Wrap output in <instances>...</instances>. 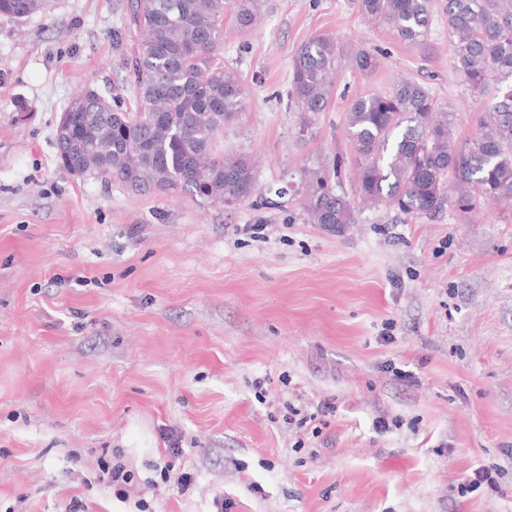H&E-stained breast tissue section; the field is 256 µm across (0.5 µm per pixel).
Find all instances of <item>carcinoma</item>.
<instances>
[{
    "instance_id": "obj_1",
    "label": "carcinoma",
    "mask_w": 512,
    "mask_h": 512,
    "mask_svg": "<svg viewBox=\"0 0 512 512\" xmlns=\"http://www.w3.org/2000/svg\"><path fill=\"white\" fill-rule=\"evenodd\" d=\"M45 0H0V15L24 19ZM262 0H134L136 39L125 58L126 84L136 111L88 87L66 111L55 144L70 174L110 175L139 193L159 191L201 198L234 209L257 191L251 158L210 157L217 133L246 108V88L214 53L224 40V10L248 30ZM369 21H382L404 41L423 43L439 11L448 22L454 68L471 90L494 86L487 114L471 135L450 138L453 109L424 82L401 78L384 91L367 90L347 113L357 154L355 196L336 190L340 171L307 168L303 209L313 224H354L356 204L385 205L404 218L430 216L448 206L469 214L485 200L512 207V0H351ZM340 53L335 39L315 36L296 53L288 98L301 129L325 111Z\"/></svg>"
}]
</instances>
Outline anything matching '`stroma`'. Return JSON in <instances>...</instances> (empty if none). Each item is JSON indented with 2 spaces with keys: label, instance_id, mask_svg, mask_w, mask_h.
Here are the masks:
<instances>
[{
  "label": "stroma",
  "instance_id": "1",
  "mask_svg": "<svg viewBox=\"0 0 512 512\" xmlns=\"http://www.w3.org/2000/svg\"><path fill=\"white\" fill-rule=\"evenodd\" d=\"M130 4L0 15V512H512V209L323 227L301 208L320 160L353 193L360 91L425 79L471 133L489 95L447 21L416 46L349 0H264L244 33L225 17L215 62L247 104L211 152L253 154L259 187L227 210L60 165L78 92L136 106ZM323 34L342 63L303 136L292 60ZM484 467L494 485L462 493Z\"/></svg>",
  "mask_w": 512,
  "mask_h": 512
}]
</instances>
